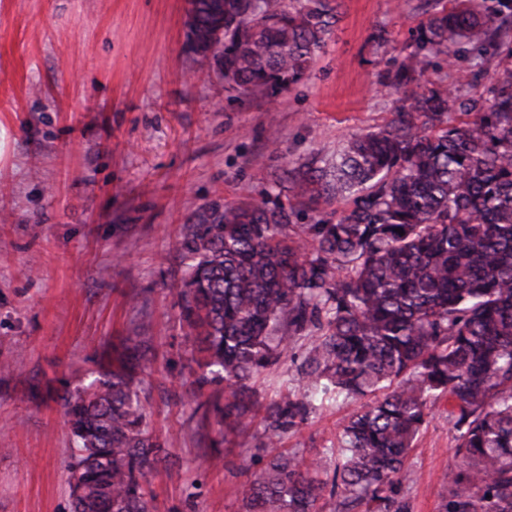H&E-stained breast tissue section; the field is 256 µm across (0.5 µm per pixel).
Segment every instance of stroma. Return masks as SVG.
<instances>
[{
    "mask_svg": "<svg viewBox=\"0 0 512 512\" xmlns=\"http://www.w3.org/2000/svg\"><path fill=\"white\" fill-rule=\"evenodd\" d=\"M310 78L276 111L229 108L224 79L185 48L187 0H0V512H70L76 444L59 402L137 331L157 352L148 430L168 456L150 478L157 512H238L262 423L212 447L194 414L193 343L174 305L183 224L215 200L275 193L284 166L335 155L396 107L381 85L426 0H341ZM385 29L383 45L370 42ZM300 350L256 387H293ZM353 400L288 432L281 451L334 463ZM445 402L405 460L397 497L442 512L443 473L461 465Z\"/></svg>",
    "mask_w": 512,
    "mask_h": 512,
    "instance_id": "35a3bbf8",
    "label": "stroma"
}]
</instances>
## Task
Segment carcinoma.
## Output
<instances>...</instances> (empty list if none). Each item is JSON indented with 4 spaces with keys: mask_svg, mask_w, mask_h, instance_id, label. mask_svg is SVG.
I'll return each instance as SVG.
<instances>
[{
    "mask_svg": "<svg viewBox=\"0 0 512 512\" xmlns=\"http://www.w3.org/2000/svg\"><path fill=\"white\" fill-rule=\"evenodd\" d=\"M430 2L383 75L399 95L385 125L349 135L322 166L283 169L286 203L213 201L183 225L176 305L202 354L191 396L220 442L260 419L273 448L324 403L361 401L334 467L277 453L248 476L242 512H325L337 492V512H408L396 486L443 397L463 460L443 475L445 512H512V48L485 93L463 95L479 74L448 84L434 59L451 68L460 48L482 56L507 34L476 0ZM191 3V31L240 106L272 109L307 80L338 21L337 0ZM306 211L318 218L294 223ZM300 341L298 390L261 401L253 379ZM151 373L133 332L59 395L79 452L70 512H156L148 478L165 449L141 398ZM212 385L224 393L204 395Z\"/></svg>",
    "mask_w": 512,
    "mask_h": 512,
    "instance_id": "carcinoma-1",
    "label": "carcinoma"
}]
</instances>
